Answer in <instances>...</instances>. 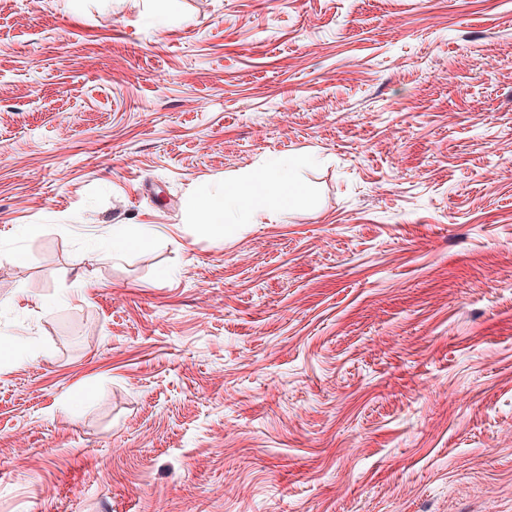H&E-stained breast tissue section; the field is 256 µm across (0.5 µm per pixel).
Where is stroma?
I'll return each instance as SVG.
<instances>
[{"label":"stroma","mask_w":512,"mask_h":512,"mask_svg":"<svg viewBox=\"0 0 512 512\" xmlns=\"http://www.w3.org/2000/svg\"><path fill=\"white\" fill-rule=\"evenodd\" d=\"M4 342L0 512H512V0H0ZM296 163L288 165L271 161L264 168L246 173L236 185L224 191L204 189L195 197V216L198 224H223L224 217L251 220L265 209L264 203L271 193L292 188L297 183ZM152 234L153 230L146 226L116 224L112 227V246L118 250L130 248L142 243Z\"/></svg>","instance_id":"1"}]
</instances>
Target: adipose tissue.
<instances>
[{
	"mask_svg": "<svg viewBox=\"0 0 512 512\" xmlns=\"http://www.w3.org/2000/svg\"><path fill=\"white\" fill-rule=\"evenodd\" d=\"M294 165L278 161L264 168L244 174L230 189H204L195 197V216L201 224H220L226 218L251 220L264 210L270 194L297 183Z\"/></svg>",
	"mask_w": 512,
	"mask_h": 512,
	"instance_id": "adipose-tissue-1",
	"label": "adipose tissue"
}]
</instances>
